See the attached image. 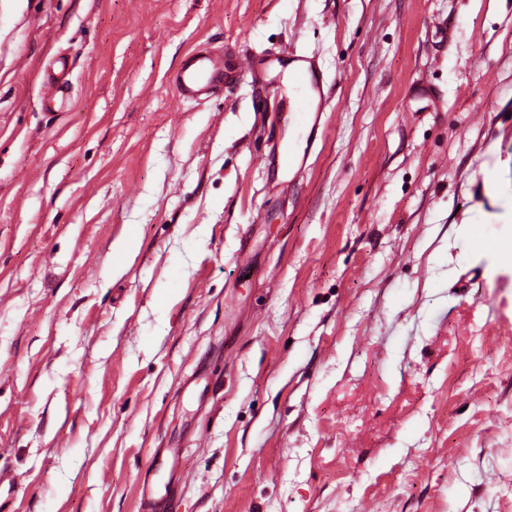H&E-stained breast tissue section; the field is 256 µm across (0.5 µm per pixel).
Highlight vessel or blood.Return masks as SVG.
<instances>
[{"label":"vessel or blood","instance_id":"obj_1","mask_svg":"<svg viewBox=\"0 0 512 512\" xmlns=\"http://www.w3.org/2000/svg\"><path fill=\"white\" fill-rule=\"evenodd\" d=\"M280 73L292 89L291 96L279 99L281 115L287 120L302 123L309 135L306 148L283 150L278 155V161L282 168L301 169L308 161L310 147L314 145L316 133L322 125L326 107L325 77L316 56L303 53L289 54ZM232 79L233 72L226 68L223 57L203 49L176 72L173 82L178 97L203 99L210 97Z\"/></svg>","mask_w":512,"mask_h":512}]
</instances>
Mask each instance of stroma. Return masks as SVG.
<instances>
[{
    "label": "stroma",
    "instance_id": "stroma-1",
    "mask_svg": "<svg viewBox=\"0 0 512 512\" xmlns=\"http://www.w3.org/2000/svg\"><path fill=\"white\" fill-rule=\"evenodd\" d=\"M202 46L316 55L301 171ZM147 487L512 512V0H0V512ZM233 76L232 70L225 67L223 56L201 49L176 72L173 82L178 97L203 99L224 88Z\"/></svg>",
    "mask_w": 512,
    "mask_h": 512
}]
</instances>
